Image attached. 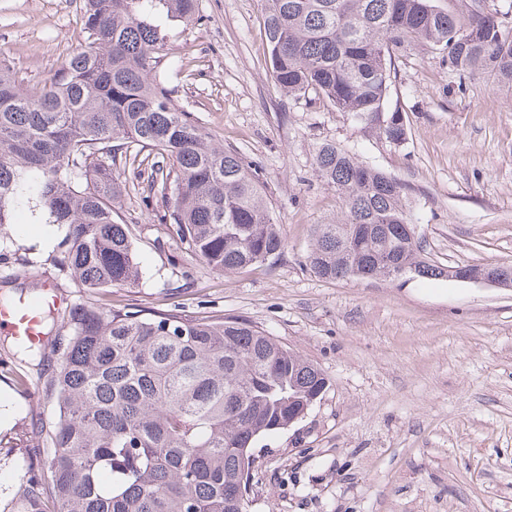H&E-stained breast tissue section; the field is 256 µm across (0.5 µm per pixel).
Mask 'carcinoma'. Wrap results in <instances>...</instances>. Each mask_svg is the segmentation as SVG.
Returning a JSON list of instances; mask_svg holds the SVG:
<instances>
[{"label":"carcinoma","instance_id":"1","mask_svg":"<svg viewBox=\"0 0 512 512\" xmlns=\"http://www.w3.org/2000/svg\"><path fill=\"white\" fill-rule=\"evenodd\" d=\"M464 2L265 0L274 82L401 144L404 117L384 100L406 46L425 43L450 70L512 87V27L494 20L495 0ZM196 12L197 0H84L86 45L50 83L27 89L0 60V252L15 253L24 273L34 267L5 233L26 208L63 231L46 262L85 294L44 311L37 340L14 338L29 356L42 337L57 339L45 386L57 420L7 512H240L255 441L288 427L325 387L318 368L246 322L104 302L141 277L132 228L114 207L126 190L121 160L147 166L159 220L209 268L233 273L284 247L249 167L175 106L156 70L162 28ZM314 166L341 201L336 220L313 225L317 276L385 279L393 263L448 276L403 228V182L329 143Z\"/></svg>","mask_w":512,"mask_h":512}]
</instances>
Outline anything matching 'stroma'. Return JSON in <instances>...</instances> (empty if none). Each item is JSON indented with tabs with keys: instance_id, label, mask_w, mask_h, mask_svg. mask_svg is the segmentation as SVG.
<instances>
[{
	"instance_id": "35a3bbf8",
	"label": "stroma",
	"mask_w": 512,
	"mask_h": 512,
	"mask_svg": "<svg viewBox=\"0 0 512 512\" xmlns=\"http://www.w3.org/2000/svg\"><path fill=\"white\" fill-rule=\"evenodd\" d=\"M82 0H0V59L39 87L84 42ZM262 0H198L167 28L161 67L176 107L256 170L284 240L269 262L233 274L180 248L133 168L116 211L133 225L141 279L113 309L177 308L252 323L317 367L326 387L291 427L253 448L248 512H512V288L448 278L329 281L307 256L313 225L337 214L317 177L336 144L412 189L411 219L431 263L512 265V89L466 79L426 44L404 49L384 108L393 145L332 107L284 94L270 69ZM8 233L33 260L61 238L21 212ZM0 331V496L43 458L54 409L34 366Z\"/></svg>"
}]
</instances>
